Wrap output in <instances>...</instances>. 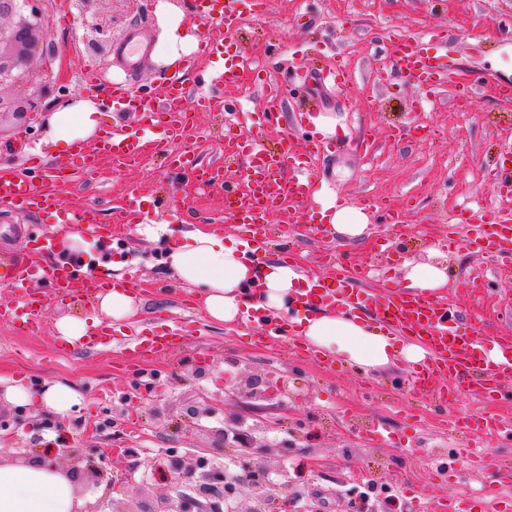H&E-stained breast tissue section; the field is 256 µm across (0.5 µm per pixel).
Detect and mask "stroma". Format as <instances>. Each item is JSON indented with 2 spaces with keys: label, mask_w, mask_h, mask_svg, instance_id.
Here are the masks:
<instances>
[{
  "label": "stroma",
  "mask_w": 512,
  "mask_h": 512,
  "mask_svg": "<svg viewBox=\"0 0 512 512\" xmlns=\"http://www.w3.org/2000/svg\"><path fill=\"white\" fill-rule=\"evenodd\" d=\"M157 4L89 0L80 8L75 0H43V48L59 62L73 96L98 101L113 84L132 78L160 88L169 70L156 55L163 44ZM132 27L154 50L133 75L114 58L116 41ZM435 33L474 54L472 68L460 74L464 81L475 71L486 78L474 106H456L442 88L433 109L415 111L420 91L394 66L391 45L398 37ZM94 38L100 50L88 49ZM232 43L238 55L281 76L287 93L280 119L260 125L261 87L228 86L223 98L229 110L199 113L195 136L182 140L180 149L211 166L223 155L229 132L256 133L272 146L286 137L304 147L314 126L303 110L298 75L344 57L349 86L324 94L316 112L336 118L356 141L371 138L372 148L366 155L356 150L312 159L314 195L304 206L310 211L320 201L342 199L366 208L368 228L353 241L330 233L320 238L307 225L290 223L285 204L272 212L270 224L302 269L315 273L333 274V258L361 261L378 270V287L403 289L412 266L445 265L448 285L439 299L457 310L462 332L512 335V252L484 257L465 244L443 243L454 212L464 206L484 212L494 192H512V184L495 186L489 178L512 163V101L499 98L492 84L497 72L512 70V0H269ZM86 69L101 73L95 90L83 86ZM45 134L41 124L23 128L12 114L0 115V162L25 167ZM49 190L72 211L98 206L101 223L110 226L111 242L86 239L83 258L94 264L97 280L118 262L137 268L152 284L151 292L137 296L135 325L175 327L191 339L127 379L118 359L124 332H111L106 347L93 352L76 343L67 355L58 353L56 321L95 315V282L63 291L43 308L38 335L19 334L17 316L0 318L1 379L30 386L65 380L86 396L80 410L64 419L0 400L1 461L41 459L67 470L90 512H112L119 495L133 505H156L171 488L159 463L201 458L216 472L238 474L247 467L294 483L293 497L274 512H436L440 498L460 496L466 488L493 512L512 504V480L502 478L512 470V440L452 435L424 395L408 389L407 364L364 373L338 360L302 358L290 345L266 351L250 345L243 327L211 324L188 304L185 287L163 262L164 250L196 228L240 237L238 225L224 219L223 191L202 189L161 154L133 167L106 158L97 174L62 179ZM132 190L159 201L160 220L168 226L164 240H147L135 225L120 223L119 208ZM380 203L399 208L405 228L379 223ZM32 230L50 235L54 226L33 214L0 210V266L15 268ZM244 373L267 376L271 399L235 392L234 381ZM228 412L237 413L256 440L253 457L244 458L234 438L224 436ZM378 423L390 430V441L369 440L366 426ZM472 448L484 456L480 467L469 463ZM90 462L101 477L87 471Z\"/></svg>",
  "instance_id": "obj_1"
}]
</instances>
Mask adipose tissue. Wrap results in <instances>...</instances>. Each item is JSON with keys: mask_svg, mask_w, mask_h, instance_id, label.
Wrapping results in <instances>:
<instances>
[{"mask_svg": "<svg viewBox=\"0 0 512 512\" xmlns=\"http://www.w3.org/2000/svg\"><path fill=\"white\" fill-rule=\"evenodd\" d=\"M157 15L165 31L162 61L171 65L192 53L197 39L183 26V15L170 0H160ZM99 115L91 99L56 106L46 118L42 147L86 142L98 133ZM319 219L349 240L362 237L369 222L363 208L331 202L322 204ZM166 263L175 278L189 287L206 319L223 326L237 325L252 311L269 321L283 317L305 281L298 266L281 260L255 265L246 242L199 228L186 233L182 242L169 245ZM296 324L304 345L361 369L398 361L416 367L429 355L424 344L342 310H318L298 317ZM0 399L64 418L82 407L85 396L69 382L58 380L37 390L15 382L0 390ZM83 507L65 470L38 461L0 463V512H82Z\"/></svg>", "mask_w": 512, "mask_h": 512, "instance_id": "1", "label": "adipose tissue"}]
</instances>
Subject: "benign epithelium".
<instances>
[{
	"label": "benign epithelium",
	"mask_w": 512,
	"mask_h": 512,
	"mask_svg": "<svg viewBox=\"0 0 512 512\" xmlns=\"http://www.w3.org/2000/svg\"><path fill=\"white\" fill-rule=\"evenodd\" d=\"M41 0H0V88L14 85L26 80L32 57L39 53L40 38L47 29V19L43 15L39 3ZM46 88L29 84L26 100L17 104L0 95V116L10 112L28 125L38 121L46 112L43 105ZM263 379L256 375L240 377L239 385L242 391L251 396H261ZM168 467L178 473L184 471L196 479L200 490L205 493H215L221 482L240 485L246 482L242 475L219 476L205 471L200 465L185 467L180 461H168ZM157 512H186V507L178 491L159 500Z\"/></svg>",
	"instance_id": "obj_1"
}]
</instances>
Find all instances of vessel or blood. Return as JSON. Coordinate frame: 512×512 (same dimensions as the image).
Wrapping results in <instances>:
<instances>
[{
	"instance_id": "obj_1",
	"label": "vessel or blood",
	"mask_w": 512,
	"mask_h": 512,
	"mask_svg": "<svg viewBox=\"0 0 512 512\" xmlns=\"http://www.w3.org/2000/svg\"><path fill=\"white\" fill-rule=\"evenodd\" d=\"M242 0H198L200 17L206 29L199 41V52L209 55L228 47L234 32L242 22ZM392 57L398 68L406 72L422 90L431 93L448 82L449 67L437 48L429 43L400 39L392 44ZM108 103L132 112L137 117V128L125 126L106 131L94 149L76 147L63 169L67 172L89 171L97 154L109 153L125 159L136 160L142 156V130L154 133L157 147L177 143L186 134L193 113L209 111L215 106L210 94L193 95L178 75H171L162 93L130 83L113 85ZM225 154L236 156L247 165L245 182H220L219 174L212 168L196 165L191 155L175 154L174 164L194 167L196 180L206 187H221L224 192V213L235 222L248 228L246 241L252 253L264 251L268 239L271 210L287 201L303 202L308 197L312 182L307 174L309 154L296 151L290 140H282L275 148H267L259 138L241 136L224 142ZM0 205L19 212L39 211L54 223H77L83 231L94 237H107V229L98 224L93 212L72 216L68 210L41 193L32 175L20 173L10 165L0 163ZM466 241L475 251L496 253L512 250V209L500 208L492 219L475 214H463ZM93 273L80 263L52 265L43 271L41 289H32L28 266L19 265L7 298L0 300V316L26 310L28 320L25 333L39 330L38 313L48 304L57 291L74 288L91 280ZM368 267L339 268L336 275L316 277L311 288L298 299L309 309L322 306H340L353 309L360 298L359 283L368 280ZM374 313L392 330L401 335L422 341L429 349L428 359L411 375L414 390L444 399L448 396L446 385L457 377L468 376L483 400H500L505 386L512 384V336L476 337L460 333L458 319L452 308L418 291L403 294L381 292L369 295ZM249 330L266 346L277 347L294 338L292 321H265L262 316L251 315L246 322ZM179 333L145 334L125 350L132 368H140L150 357L169 354L183 344ZM497 350V357H490V350ZM455 430H468L485 436L500 433L502 425L495 418L480 414L451 419Z\"/></svg>"
}]
</instances>
